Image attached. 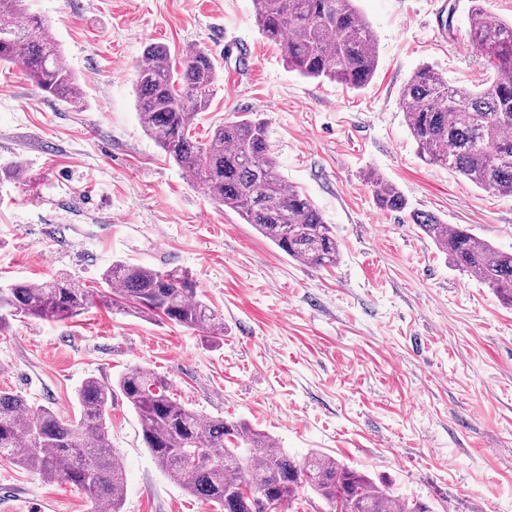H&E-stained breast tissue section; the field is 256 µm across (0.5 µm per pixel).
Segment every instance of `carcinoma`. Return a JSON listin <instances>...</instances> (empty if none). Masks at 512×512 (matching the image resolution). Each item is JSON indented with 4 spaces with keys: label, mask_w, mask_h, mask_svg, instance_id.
Wrapping results in <instances>:
<instances>
[{
    "label": "carcinoma",
    "mask_w": 512,
    "mask_h": 512,
    "mask_svg": "<svg viewBox=\"0 0 512 512\" xmlns=\"http://www.w3.org/2000/svg\"><path fill=\"white\" fill-rule=\"evenodd\" d=\"M252 3L262 35L283 47L291 70L353 90L371 81L376 38L356 0ZM2 26L7 32L0 34L1 63L19 65L41 91L63 102H80L77 79L64 65L47 21L30 13L24 0H0ZM469 42L493 66L485 87H452L425 65L411 75L399 104L421 157L479 188L512 196V23L473 0ZM143 58L135 75L139 120L165 154L206 195L237 212L288 257L315 268L336 266L341 257L336 236L312 202L278 173L263 119L254 114L227 118L206 142L192 135L217 79L210 55L190 47L177 59L167 46L152 42ZM369 183L380 209L409 212L452 265L476 275L512 305V251L410 210L398 188L378 175ZM102 281L113 306L224 338L223 315L201 298L187 272L115 262ZM92 297L90 289L64 275L0 286V331L8 327L9 316L72 318ZM117 386L137 413L158 467L217 512H282L305 488L321 496L330 512H432L427 503L395 496L334 457L315 453L298 460L246 424L187 408L146 368H131ZM78 401L80 418L71 420L0 390V459L46 481L64 480L110 512H121L125 473L106 427L112 385L89 378Z\"/></svg>",
    "instance_id": "carcinoma-1"
}]
</instances>
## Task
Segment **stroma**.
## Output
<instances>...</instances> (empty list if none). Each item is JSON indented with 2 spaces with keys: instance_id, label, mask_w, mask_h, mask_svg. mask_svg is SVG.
<instances>
[{
  "instance_id": "1",
  "label": "stroma",
  "mask_w": 512,
  "mask_h": 512,
  "mask_svg": "<svg viewBox=\"0 0 512 512\" xmlns=\"http://www.w3.org/2000/svg\"><path fill=\"white\" fill-rule=\"evenodd\" d=\"M48 20L81 100L70 106L0 66V285L61 273L92 288L74 318L14 317L0 389L79 418L86 378L135 366L207 416L244 422L298 458L366 471L435 512H512V307L408 218L380 211L376 172L412 210L512 251V197L420 157L399 105L421 65L478 90L492 75L468 44L470 0H358L376 34L372 80L354 91L289 69L252 0H26ZM204 48L218 79L192 128L257 112L282 176L330 224L336 267L289 258L217 205L148 136L135 73L148 43ZM126 261L188 272L224 316L217 340L103 304L102 272ZM125 471L122 512H212L160 470L120 392L107 409ZM93 512L85 492L0 459V483Z\"/></svg>"
}]
</instances>
